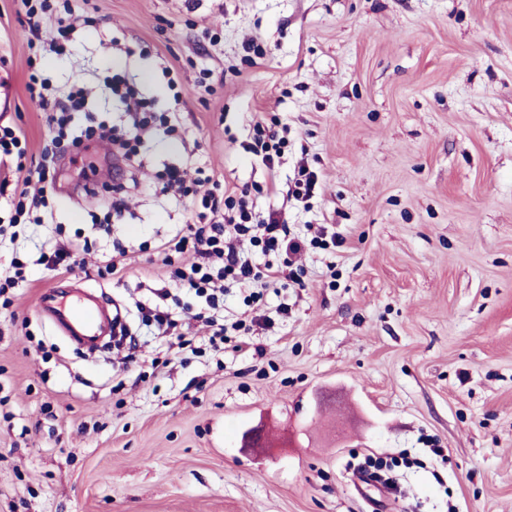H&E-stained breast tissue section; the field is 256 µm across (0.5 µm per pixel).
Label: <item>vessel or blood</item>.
Wrapping results in <instances>:
<instances>
[{"label": "vessel or blood", "instance_id": "1", "mask_svg": "<svg viewBox=\"0 0 512 512\" xmlns=\"http://www.w3.org/2000/svg\"><path fill=\"white\" fill-rule=\"evenodd\" d=\"M38 310L66 336L94 346L110 322L109 311L93 295L65 297L60 288H45L38 297Z\"/></svg>", "mask_w": 512, "mask_h": 512}]
</instances>
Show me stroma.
Returning a JSON list of instances; mask_svg holds the SVG:
<instances>
[{"instance_id":"35a3bbf8","label":"stroma","mask_w":512,"mask_h":512,"mask_svg":"<svg viewBox=\"0 0 512 512\" xmlns=\"http://www.w3.org/2000/svg\"><path fill=\"white\" fill-rule=\"evenodd\" d=\"M69 5L92 23L54 55L29 43L19 0H0L15 99L0 126L26 139L0 180L24 185L48 135L34 74L86 88L72 128L127 124L116 78L176 130L157 126L119 170L130 212L74 195L87 164L112 167L91 139L56 172L54 223L0 240V278L32 264L0 315V512H512V0ZM273 115L288 148L271 170L249 145ZM302 164L318 186L298 202ZM170 168L203 169L226 196L261 186L257 211L292 234L336 235L303 258L302 286L265 290L273 325L248 334L251 352L234 333L173 355L137 310L169 287L160 245L191 220L153 180ZM77 234L91 253L69 279L119 305L133 363L37 310L57 278L40 252ZM144 241L122 276H98L114 243ZM256 426L270 445L243 447ZM403 451L424 465L392 468L397 496L355 485V463Z\"/></svg>"}]
</instances>
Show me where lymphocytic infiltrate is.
<instances>
[{"label": "lymphocytic infiltrate", "mask_w": 512, "mask_h": 512, "mask_svg": "<svg viewBox=\"0 0 512 512\" xmlns=\"http://www.w3.org/2000/svg\"><path fill=\"white\" fill-rule=\"evenodd\" d=\"M21 5L40 47L62 53L75 29L74 24L61 20L49 30H42L40 17L53 10L52 0H21ZM26 89L42 109L51 111L54 128L35 169L40 189L32 196L24 190L19 192L10 219L14 225L26 223L34 210L48 207L55 193L54 171L58 162L77 152L83 141H109L130 160L136 156L141 137L153 119L147 104L128 87L122 94L129 116L126 127L119 129L100 123L73 133L69 130L72 115L82 110L87 101L83 86L72 85L66 97L56 98L50 93L47 82L33 77ZM196 207L194 223L182 225L163 243L162 249L168 255H190L189 263L172 269L171 278L177 287L203 301L204 322L211 329L208 343L218 351L224 347L227 327L219 322L214 311L223 304L225 293L230 288H240L249 291L251 302H259L264 288L276 281L291 279L296 259L308 244L325 243L326 231L317 229L309 241L291 235L280 214L256 212L251 193L246 189L222 202L214 193H207L197 201Z\"/></svg>", "instance_id": "f902f5d3"}]
</instances>
